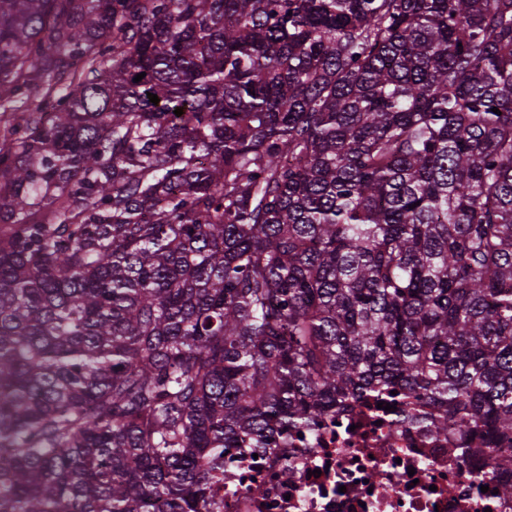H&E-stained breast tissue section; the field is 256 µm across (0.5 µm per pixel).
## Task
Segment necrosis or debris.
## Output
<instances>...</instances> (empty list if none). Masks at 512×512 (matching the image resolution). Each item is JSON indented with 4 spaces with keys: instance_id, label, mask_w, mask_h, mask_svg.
<instances>
[{
    "instance_id": "obj_1",
    "label": "necrosis or debris",
    "mask_w": 512,
    "mask_h": 512,
    "mask_svg": "<svg viewBox=\"0 0 512 512\" xmlns=\"http://www.w3.org/2000/svg\"><path fill=\"white\" fill-rule=\"evenodd\" d=\"M405 430L392 413L332 414L294 448L225 452L223 512H512L482 491L472 451Z\"/></svg>"
}]
</instances>
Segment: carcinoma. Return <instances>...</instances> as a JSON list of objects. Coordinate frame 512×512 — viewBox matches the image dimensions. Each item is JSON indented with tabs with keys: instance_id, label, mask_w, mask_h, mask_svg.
I'll return each instance as SVG.
<instances>
[{
	"instance_id": "carcinoma-1",
	"label": "carcinoma",
	"mask_w": 512,
	"mask_h": 512,
	"mask_svg": "<svg viewBox=\"0 0 512 512\" xmlns=\"http://www.w3.org/2000/svg\"><path fill=\"white\" fill-rule=\"evenodd\" d=\"M394 391L512 448V0H0V512Z\"/></svg>"
}]
</instances>
